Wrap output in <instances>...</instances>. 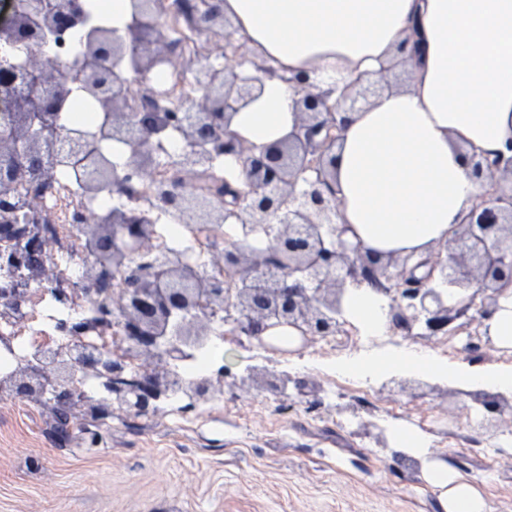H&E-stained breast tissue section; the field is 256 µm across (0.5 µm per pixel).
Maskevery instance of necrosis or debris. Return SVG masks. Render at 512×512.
I'll return each mask as SVG.
<instances>
[{
    "instance_id": "obj_1",
    "label": "necrosis or debris",
    "mask_w": 512,
    "mask_h": 512,
    "mask_svg": "<svg viewBox=\"0 0 512 512\" xmlns=\"http://www.w3.org/2000/svg\"><path fill=\"white\" fill-rule=\"evenodd\" d=\"M202 8V0H162L154 21L168 33L169 52L147 78L133 73L127 76L128 91L140 98L141 109H151L155 104L166 106L181 98H199L201 90L194 81L195 72L205 66L223 65V50L205 44L207 34L198 21ZM185 148L175 133L154 138L148 146L155 158L152 166L141 168L133 158H123L119 185L105 188L93 197L83 195L73 181L56 171L39 177L13 178L11 207L0 210V223L38 225L42 233V263L53 268L56 275L46 279L31 277L27 269L10 261L11 255L24 248V241L0 237V285L29 291L22 307H0V374L34 355L68 343L66 328L71 324L81 328L91 349L123 357L126 340L119 316L123 272L102 269L100 285L104 294L88 296L83 292L85 269L94 261L83 229L88 224L103 223L114 209L136 211L154 223L151 238L138 244L135 256L148 253L162 258L185 238L190 243L188 264L204 277L228 280L224 252L238 245V222L217 228L204 224L190 233L174 212L154 205L155 188L176 177L183 179L188 196L204 195L211 204L223 203V195H205L201 177L181 175L172 166V158ZM104 307L113 315L112 326L105 331L99 327L100 310ZM211 324L212 333L200 349L169 358L171 372L186 379L227 376L224 346L231 330L218 316Z\"/></svg>"
}]
</instances>
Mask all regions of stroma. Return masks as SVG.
Instances as JSON below:
<instances>
[{
	"instance_id": "1",
	"label": "stroma",
	"mask_w": 512,
	"mask_h": 512,
	"mask_svg": "<svg viewBox=\"0 0 512 512\" xmlns=\"http://www.w3.org/2000/svg\"><path fill=\"white\" fill-rule=\"evenodd\" d=\"M456 325L458 348L449 366L512 368V348L474 360L463 344L475 331ZM251 339L232 346L234 367L224 401L209 416L178 422L162 414L123 416L100 429L94 448L82 440H51L48 409L0 408V512H441L438 493L414 462L394 461L392 433L380 431L381 409H410L408 428L433 435L431 456L476 482L495 512H512V450L503 447L512 420L496 432L464 426L473 398L414 373H385L371 404L342 395L330 411L311 410L290 396L288 406L254 411L257 390L239 387ZM381 432V431H380ZM495 444L493 454L481 451Z\"/></svg>"
}]
</instances>
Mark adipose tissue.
<instances>
[{"label":"adipose tissue","mask_w":512,"mask_h":512,"mask_svg":"<svg viewBox=\"0 0 512 512\" xmlns=\"http://www.w3.org/2000/svg\"><path fill=\"white\" fill-rule=\"evenodd\" d=\"M235 37L286 73L343 92L419 45L408 89L387 90L351 113L331 157L341 200L338 223L380 255L423 252L447 241L481 191L465 156L512 140V0H223ZM297 91L279 79L234 113L231 128L262 147L291 133ZM346 314L383 331L373 286L348 288ZM391 369L512 389V372L458 370L431 352L391 356ZM443 512H492L483 495L447 467H426Z\"/></svg>","instance_id":"adipose-tissue-1"}]
</instances>
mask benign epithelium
Returning a JSON list of instances; mask_svg holds the SVG:
<instances>
[{
    "instance_id": "7a95c632",
    "label": "benign epithelium",
    "mask_w": 512,
    "mask_h": 512,
    "mask_svg": "<svg viewBox=\"0 0 512 512\" xmlns=\"http://www.w3.org/2000/svg\"><path fill=\"white\" fill-rule=\"evenodd\" d=\"M204 5L201 21L210 24L212 41L231 45V23L224 19L221 0H204ZM30 19L50 34L80 26L82 0H72L67 12L55 9L49 0H21L13 18L0 25L1 41L13 46L15 41L25 40L30 45L27 64H0V99L14 103L19 133L27 128L26 113L39 112L49 124L71 93L70 81L47 59L49 40L35 38L27 24ZM166 51L164 30L151 22L129 27L125 36L107 30L85 44L81 77L94 85L110 59L126 57L134 59V72L145 76ZM253 67L248 75L228 65L196 72V83L204 94L179 122L180 135L190 150L179 156L177 166L189 170L193 164L209 161L213 153L239 156L249 191L241 193L227 185L224 195L233 198L237 214L245 216L243 223L267 231L274 250L225 251V269L239 278L238 287L229 294L221 284L204 281L184 263L156 262L148 271L142 267L131 271L122 294L121 317L128 353L141 365L142 375H129L123 361L110 354L82 351L81 337L73 336L69 344L54 349L44 370L19 365L1 376L0 392L35 400L41 396L43 377L47 376L54 384L53 401L60 410L95 419L111 413L155 414L161 397L176 382L164 353L209 336V316L198 314L202 304L212 312H227L237 334L252 336L262 346L272 344L269 332L278 328L295 330L303 345L339 333L337 313L347 286L364 281L379 287L397 284L388 310L389 324L409 333L416 328L429 334L443 331L474 307L482 327L496 312L500 297L512 288V142L507 145L509 157L502 151L493 159L477 153L468 157L484 192L452 229L446 252L383 258L352 242L350 226L336 223L340 200L328 154L347 122L345 114L370 105L384 89L392 87L389 76L381 72L358 79L337 100L331 98V91L311 82L306 73L288 78L299 88V123L286 138L257 148L230 128L231 113L255 98L263 79L272 72L265 64ZM97 92L102 108L111 115L114 140L147 142L164 120L182 109L176 105L169 114L133 109L123 71L113 76L112 87L99 86ZM27 141L25 157L34 168L57 157L81 158L93 166L91 193L109 181L120 180L116 172L98 162L92 146L82 138L29 136ZM14 150V135L0 136V181L11 173ZM162 193L166 204L183 208L188 223L214 222L216 212L207 206L185 203L180 181L170 182ZM84 232L96 251V263L86 273L84 293L99 295L104 292L97 287L100 268L126 267L132 254L130 244L148 238L150 226L129 217L118 225H87ZM0 236L31 239L27 250L14 255L12 261L38 268L42 276L47 273L38 265L39 240L34 227L0 224ZM440 284L456 288L455 301L445 298ZM25 299L21 288H0L3 305L18 307ZM78 367L107 382L112 397L98 403L81 397L74 384ZM290 381L287 375L263 369L250 374L248 383L259 390L282 391ZM222 387L220 379L197 382L192 403L208 400Z\"/></svg>"
}]
</instances>
